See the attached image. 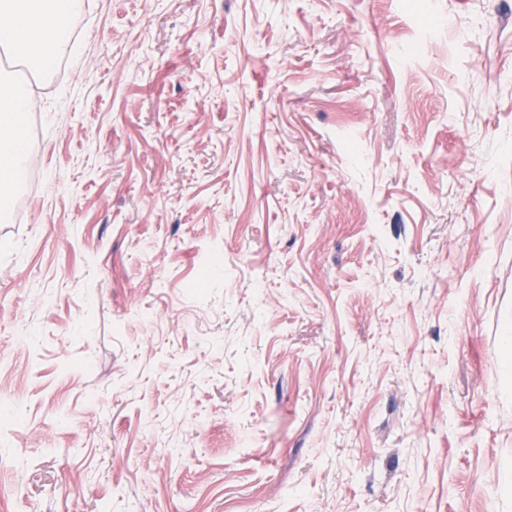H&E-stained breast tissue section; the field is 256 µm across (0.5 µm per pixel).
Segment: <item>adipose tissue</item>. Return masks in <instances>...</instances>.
<instances>
[{"label":"adipose tissue","instance_id":"obj_1","mask_svg":"<svg viewBox=\"0 0 512 512\" xmlns=\"http://www.w3.org/2000/svg\"><path fill=\"white\" fill-rule=\"evenodd\" d=\"M83 0H0V48L24 54L39 70L51 67L70 47L72 18ZM33 99L27 88L0 77V208L17 188L28 153L24 117Z\"/></svg>","mask_w":512,"mask_h":512}]
</instances>
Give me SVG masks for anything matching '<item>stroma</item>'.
I'll return each mask as SVG.
<instances>
[{
  "instance_id": "35a3bbf8",
  "label": "stroma",
  "mask_w": 512,
  "mask_h": 512,
  "mask_svg": "<svg viewBox=\"0 0 512 512\" xmlns=\"http://www.w3.org/2000/svg\"><path fill=\"white\" fill-rule=\"evenodd\" d=\"M78 20L0 61V512H512V0ZM33 105L29 90L0 77V208H6L17 188L28 153L24 117Z\"/></svg>"
}]
</instances>
